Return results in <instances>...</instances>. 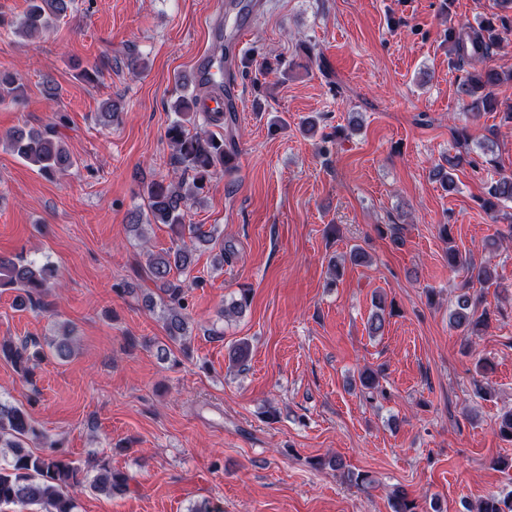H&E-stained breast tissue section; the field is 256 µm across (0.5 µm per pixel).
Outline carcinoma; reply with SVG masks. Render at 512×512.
Instances as JSON below:
<instances>
[{
  "label": "carcinoma",
  "mask_w": 512,
  "mask_h": 512,
  "mask_svg": "<svg viewBox=\"0 0 512 512\" xmlns=\"http://www.w3.org/2000/svg\"><path fill=\"white\" fill-rule=\"evenodd\" d=\"M71 0H29L25 15L17 22L15 33L31 37L46 33L55 22L66 14ZM502 14L494 19L477 18L475 23L448 26L446 38L450 61L467 65L465 79L457 86L458 95L475 117L483 112H501L503 120L512 124V102L498 99L496 87L506 78L512 80V70L502 74L494 69H479L503 41V35L512 32V0H500ZM23 97L22 84L10 72L0 71V102L18 101ZM199 96L181 100L173 109L175 118L168 124L165 137L173 148L174 164L191 173L189 183L163 180L147 186V221L165 224L175 237V246L159 252L146 251L137 262L136 274L153 284L143 289L144 307L157 318L165 332L167 342L156 346L158 359L165 363L174 350L186 354L190 349L191 318L187 312V276L191 272L193 256L198 248L209 246L218 249L213 262L224 266V243L218 228L206 231L201 224L184 223L186 210L199 201V191L210 182L217 170L231 174L237 169L238 153L235 145L224 142V137L212 133L191 132L199 113ZM204 121L222 128L224 123L236 120L233 112H205ZM0 143L26 163L37 167L40 174L51 177L75 165L73 156L63 145L57 129L48 126L42 131L10 130L0 133ZM461 155L444 156L432 169V177L443 188H454L449 170L459 166ZM512 202V176L501 175L486 187L485 196L478 199L479 206L487 212L496 203ZM448 264L460 268L479 281L489 280L491 273L485 266H475L467 256L451 250ZM56 276L54 265L36 260L24 261L18 257L0 256V288L11 286L19 290L15 305L21 309L45 310L49 283ZM250 289H239V297L232 299L220 310V319L228 320L243 313L248 305ZM490 319L486 310L478 311L475 301L467 292L456 298L449 322L457 329L468 331L485 326ZM74 344L67 327L57 335L40 340L24 338L18 341L0 340V358H4L24 375L31 373V365L44 360L47 354L59 359L72 356ZM249 356V345L240 340L229 347V360L243 366ZM43 433L34 427L22 408L0 399V506L4 504H41L46 512H75V503L68 489L88 483L89 488L106 496L123 494L128 489L125 473L105 462L91 466L94 474L80 467L55 450L52 443L43 442ZM43 443L45 450L34 453L29 444ZM392 512H417V505L403 489H396L390 497ZM476 512H512V493L503 497L490 494L480 501Z\"/></svg>",
  "instance_id": "1"
}]
</instances>
